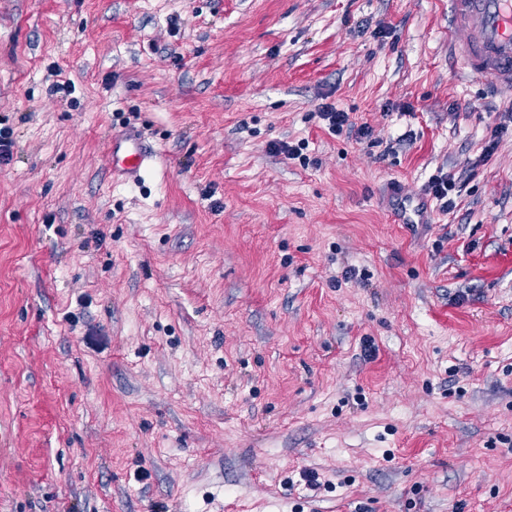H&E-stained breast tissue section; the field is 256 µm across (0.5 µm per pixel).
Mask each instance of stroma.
Masks as SVG:
<instances>
[{"label":"stroma","instance_id":"35a3bbf8","mask_svg":"<svg viewBox=\"0 0 512 512\" xmlns=\"http://www.w3.org/2000/svg\"><path fill=\"white\" fill-rule=\"evenodd\" d=\"M508 113L448 0H0V512H512ZM318 114L320 119L327 122L328 130L336 136L343 134L344 130H351L352 128L349 114L336 109V106L332 104H322L319 107ZM108 151L112 159V175L126 180H138L141 170L151 158L143 147L139 134L134 130L112 136ZM456 183L455 176L452 174H441L433 177L428 183L425 194L433 196L437 201H440L442 211H448L450 213L456 207V203L451 197V192L455 191L457 187V194L461 192L463 181L460 178L459 182Z\"/></svg>","mask_w":512,"mask_h":512}]
</instances>
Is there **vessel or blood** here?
Wrapping results in <instances>:
<instances>
[{
	"label": "vessel or blood",
	"mask_w": 512,
	"mask_h": 512,
	"mask_svg": "<svg viewBox=\"0 0 512 512\" xmlns=\"http://www.w3.org/2000/svg\"><path fill=\"white\" fill-rule=\"evenodd\" d=\"M452 58L470 78L512 93V0H448ZM111 172L138 180L149 154L136 131L113 136Z\"/></svg>",
	"instance_id": "b4317fda"
}]
</instances>
